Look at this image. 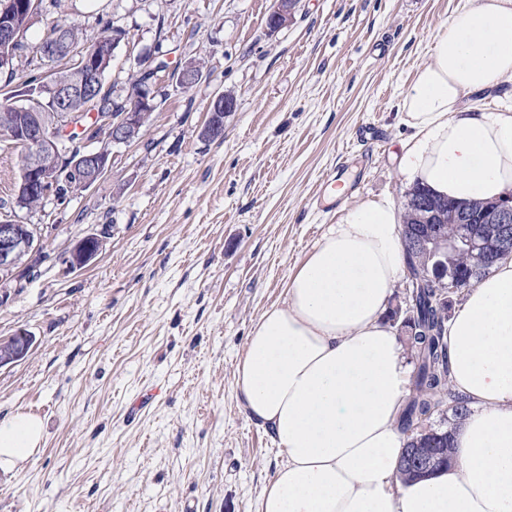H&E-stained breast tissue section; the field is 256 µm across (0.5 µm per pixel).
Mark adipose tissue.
<instances>
[{"label":"adipose tissue","mask_w":512,"mask_h":512,"mask_svg":"<svg viewBox=\"0 0 512 512\" xmlns=\"http://www.w3.org/2000/svg\"><path fill=\"white\" fill-rule=\"evenodd\" d=\"M512 84V0H463L434 30L397 108L407 184L456 201L512 190V106L472 96ZM253 326L235 371L249 419L284 460L256 512H512V258L465 290L447 325L449 381L470 413L448 468L399 477L408 369L387 315L403 269L391 197L348 204ZM45 427L0 418V470L23 464Z\"/></svg>","instance_id":"adipose-tissue-1"}]
</instances>
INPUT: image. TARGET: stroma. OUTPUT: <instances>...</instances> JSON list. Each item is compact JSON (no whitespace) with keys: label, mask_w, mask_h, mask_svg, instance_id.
<instances>
[{"label":"stroma","mask_w":512,"mask_h":512,"mask_svg":"<svg viewBox=\"0 0 512 512\" xmlns=\"http://www.w3.org/2000/svg\"><path fill=\"white\" fill-rule=\"evenodd\" d=\"M460 3L300 0L270 36L271 0H44L27 44L57 22L85 44L127 31L107 84L124 87L146 54L200 60L203 78L182 91L159 73L141 142L111 146L94 186L23 216L44 227L42 259L8 281L0 339L35 343L0 368V417L37 415L45 435L0 474V512H254L283 456L243 411L237 361L337 206L404 202L396 104ZM222 91L236 110L223 138L201 140ZM329 173L350 183L333 208L319 196ZM91 236L101 250L70 270Z\"/></svg>","instance_id":"stroma-1"}]
</instances>
